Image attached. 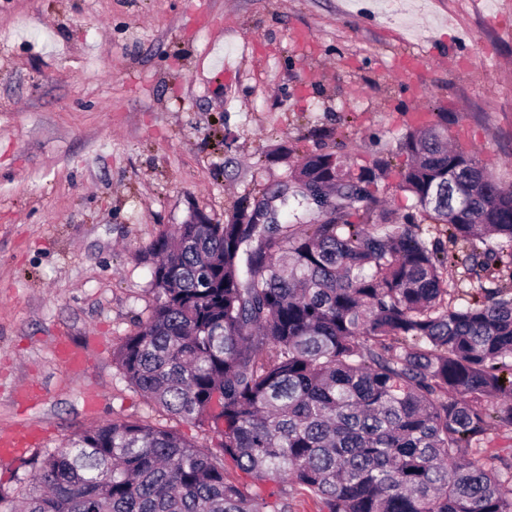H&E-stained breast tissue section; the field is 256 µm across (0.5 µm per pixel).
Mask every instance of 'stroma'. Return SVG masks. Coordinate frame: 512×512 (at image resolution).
Here are the masks:
<instances>
[{
	"mask_svg": "<svg viewBox=\"0 0 512 512\" xmlns=\"http://www.w3.org/2000/svg\"><path fill=\"white\" fill-rule=\"evenodd\" d=\"M439 112L512 188V0H0V432L50 428L0 458V489L24 494L30 456L96 424L215 445L112 351L153 306L151 241L196 210L226 222L308 155L390 162L376 207L455 255L453 304L512 291V268L471 278L465 245L403 188L398 142ZM59 336L89 349L84 367Z\"/></svg>",
	"mask_w": 512,
	"mask_h": 512,
	"instance_id": "obj_1",
	"label": "stroma"
}]
</instances>
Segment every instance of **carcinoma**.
Masks as SVG:
<instances>
[{
	"label": "carcinoma",
	"instance_id": "carcinoma-1",
	"mask_svg": "<svg viewBox=\"0 0 512 512\" xmlns=\"http://www.w3.org/2000/svg\"><path fill=\"white\" fill-rule=\"evenodd\" d=\"M447 140L446 112L402 135L403 188L469 244L471 271L509 267L512 188ZM382 171L311 155L265 223L243 200L223 224L160 233L154 304L113 360L218 450L138 421L90 426L34 455L22 510L0 490V512H290L228 480L227 462L324 512H512V452L469 457L512 433V292L456 307L449 256L409 218L351 223ZM283 495L291 503V512H322L320 501L297 485H281Z\"/></svg>",
	"mask_w": 512,
	"mask_h": 512
}]
</instances>
